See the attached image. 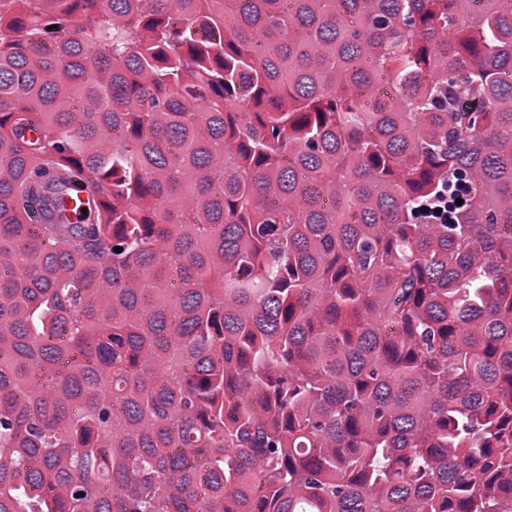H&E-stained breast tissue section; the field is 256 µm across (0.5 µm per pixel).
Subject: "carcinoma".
I'll return each instance as SVG.
<instances>
[{"label":"carcinoma","mask_w":512,"mask_h":512,"mask_svg":"<svg viewBox=\"0 0 512 512\" xmlns=\"http://www.w3.org/2000/svg\"><path fill=\"white\" fill-rule=\"evenodd\" d=\"M0 512H512V0H0Z\"/></svg>","instance_id":"carcinoma-1"}]
</instances>
